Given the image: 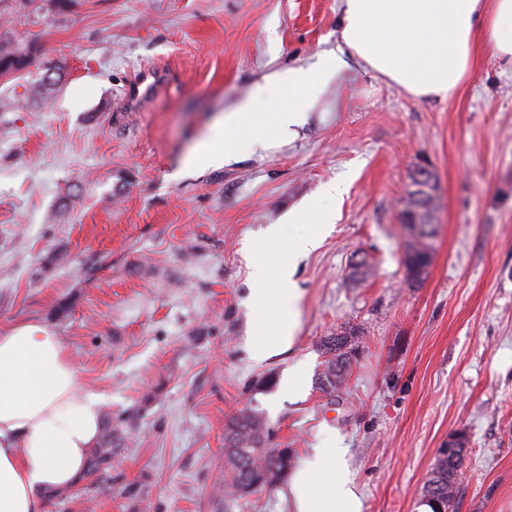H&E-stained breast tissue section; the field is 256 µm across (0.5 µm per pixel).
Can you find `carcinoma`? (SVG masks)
Masks as SVG:
<instances>
[{
    "instance_id": "1",
    "label": "carcinoma",
    "mask_w": 512,
    "mask_h": 512,
    "mask_svg": "<svg viewBox=\"0 0 512 512\" xmlns=\"http://www.w3.org/2000/svg\"><path fill=\"white\" fill-rule=\"evenodd\" d=\"M37 49L18 46L6 34H0V75L19 72L36 59ZM436 200L430 198L418 205V210L401 213V224L408 237L403 257L405 279L408 285L420 283L433 260ZM358 330L342 326L324 337L320 349L325 356L319 374V388L334 395L343 390L356 361ZM122 433L109 428L94 448L88 472L107 471L112 467V456L120 447ZM282 462L281 451L270 440V431L262 414L246 407L224 426V495L240 497L245 486L253 491L272 489L288 471ZM465 449L450 448L444 458L437 459L424 488L423 501L431 512H456L460 484L465 476Z\"/></svg>"
}]
</instances>
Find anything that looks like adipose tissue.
<instances>
[{"mask_svg": "<svg viewBox=\"0 0 512 512\" xmlns=\"http://www.w3.org/2000/svg\"><path fill=\"white\" fill-rule=\"evenodd\" d=\"M482 47L512 66V0H344L337 50L313 66L270 75L236 109L223 140H203L188 161L218 165L260 140L291 138L325 81L353 62L415 97L449 98ZM279 89L285 97L262 115L266 99ZM298 300L292 270L282 266L266 308L252 315V360L291 351ZM101 406L52 331L26 321L0 332V512H46V490L81 480L97 445ZM339 458L336 449H313L292 474L295 512H361Z\"/></svg>", "mask_w": 512, "mask_h": 512, "instance_id": "obj_1", "label": "adipose tissue"}]
</instances>
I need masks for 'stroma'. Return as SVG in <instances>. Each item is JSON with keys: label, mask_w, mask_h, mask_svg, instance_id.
Wrapping results in <instances>:
<instances>
[{"label": "stroma", "mask_w": 512, "mask_h": 512, "mask_svg": "<svg viewBox=\"0 0 512 512\" xmlns=\"http://www.w3.org/2000/svg\"><path fill=\"white\" fill-rule=\"evenodd\" d=\"M0 14L62 76L45 98L44 70L0 77V329L36 320L59 336L124 434L111 469L47 512H293L284 480L224 497V424L248 406L293 465L344 449L362 512H429L425 482L457 432V512H512V69L482 51L441 100L353 63L292 139L214 167L187 158L270 73L336 49L343 0H8ZM152 69L165 82L128 103ZM423 158L437 229L411 287L398 211ZM305 204L334 222L296 261L293 349L256 364L252 268L314 232L285 221ZM272 224L280 238L261 247ZM362 257L374 269L359 281ZM345 324L358 361L329 397L320 342ZM298 363L299 395L278 398Z\"/></svg>", "instance_id": "1"}]
</instances>
